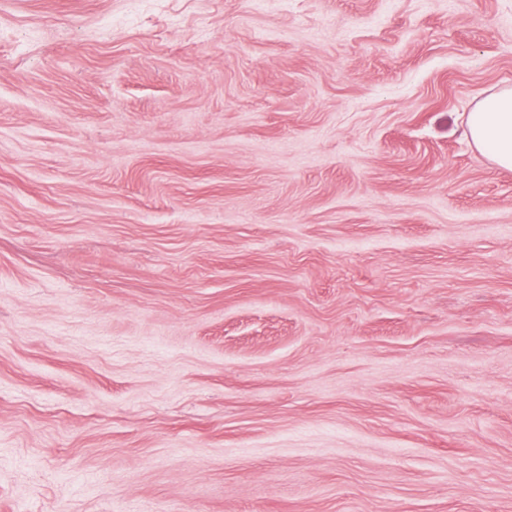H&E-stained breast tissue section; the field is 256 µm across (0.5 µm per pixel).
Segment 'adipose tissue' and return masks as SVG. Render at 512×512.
I'll list each match as a JSON object with an SVG mask.
<instances>
[{
    "label": "adipose tissue",
    "mask_w": 512,
    "mask_h": 512,
    "mask_svg": "<svg viewBox=\"0 0 512 512\" xmlns=\"http://www.w3.org/2000/svg\"><path fill=\"white\" fill-rule=\"evenodd\" d=\"M468 136L499 167L512 169V88H501L471 112Z\"/></svg>",
    "instance_id": "adipose-tissue-1"
}]
</instances>
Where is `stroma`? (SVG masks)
Returning a JSON list of instances; mask_svg holds the SVG:
<instances>
[{
  "instance_id": "obj_1",
  "label": "stroma",
  "mask_w": 512,
  "mask_h": 512,
  "mask_svg": "<svg viewBox=\"0 0 512 512\" xmlns=\"http://www.w3.org/2000/svg\"><path fill=\"white\" fill-rule=\"evenodd\" d=\"M0 0V512H512V0ZM468 136L499 167L512 169V88L503 87L470 113Z\"/></svg>"
}]
</instances>
